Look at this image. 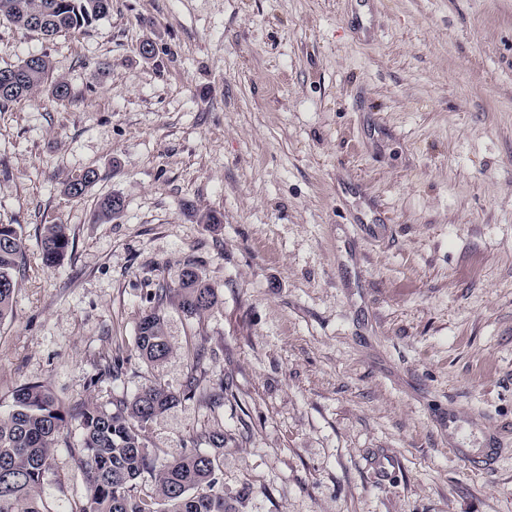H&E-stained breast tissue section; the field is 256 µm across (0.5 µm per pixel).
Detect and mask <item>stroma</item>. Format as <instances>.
I'll use <instances>...</instances> for the list:
<instances>
[{
    "mask_svg": "<svg viewBox=\"0 0 512 512\" xmlns=\"http://www.w3.org/2000/svg\"><path fill=\"white\" fill-rule=\"evenodd\" d=\"M42 54L70 97L0 107V224L26 239L0 415L30 381L107 407L193 374L223 405L181 401L145 442L223 435L196 448L238 512H512V0H111L51 39L0 20V68ZM107 195L124 209L95 222ZM46 224L70 232L53 268ZM189 263L219 302L168 301L147 362L148 298ZM80 439L51 512L86 497ZM98 174L95 169H87L80 175L66 181L64 192L72 197H81L86 194L96 183ZM172 290L161 285L156 289L150 302L156 304L154 310L140 321L136 332V345L142 358L149 362L165 359L171 352V346L163 332L162 318L156 309L171 296Z\"/></svg>",
    "mask_w": 512,
    "mask_h": 512,
    "instance_id": "stroma-1",
    "label": "stroma"
}]
</instances>
